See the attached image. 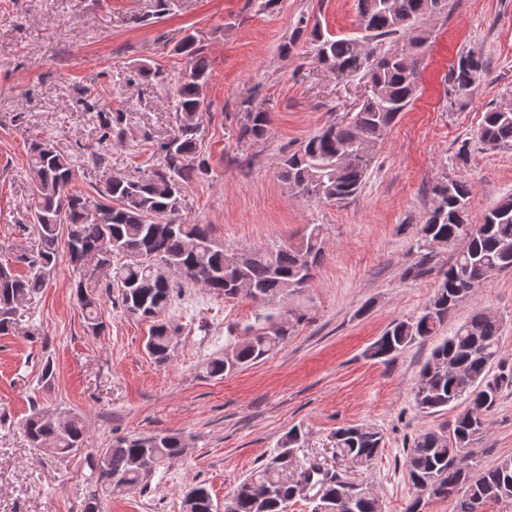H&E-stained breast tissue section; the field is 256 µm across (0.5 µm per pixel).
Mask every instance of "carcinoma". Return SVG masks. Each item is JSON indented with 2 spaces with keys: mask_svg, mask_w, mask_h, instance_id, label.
Masks as SVG:
<instances>
[{
  "mask_svg": "<svg viewBox=\"0 0 512 512\" xmlns=\"http://www.w3.org/2000/svg\"><path fill=\"white\" fill-rule=\"evenodd\" d=\"M449 0H357L367 47L351 37H325L312 31L319 61L336 75L358 78L368 85L369 98L355 112L323 126L298 150L285 155L279 176L294 195L309 201L342 204L362 187L370 160L337 165L345 153L358 154L363 145H375L417 93L418 72L412 68L422 48L417 21L425 15H441ZM176 50L187 61L185 73L174 91L176 127L173 134L156 141V164L151 175L111 177L94 195L72 190L69 155L49 143L32 145L28 169L33 180V218L38 229V250L32 269L17 275L0 264V334L11 331L20 301L45 287L58 253L60 237H66L67 255L74 271L97 261L111 266L108 288L117 290L125 313L151 323L146 349L159 363L174 356L173 329L165 312L174 289L191 283L218 296L246 295L261 307L285 303L302 293L322 260L321 225L314 224L299 242L269 245L264 249L234 248L218 243L208 224H189L180 215L184 183L207 174L200 158L197 132L206 110L201 88L210 79V63L200 40L191 33ZM484 68L482 57H458L448 71V100L468 91ZM97 113L96 142L79 144L88 152L93 167L110 163L112 137L125 135L123 114L112 113L99 100L87 104ZM270 113L261 106L241 113L240 138L260 141L270 130ZM490 148H512V111L491 108L484 113L478 131ZM432 206L417 232L416 248L430 253V242L440 240L454 249V261L444 279L419 314L393 323L373 344L371 356L392 359L404 348L437 335L448 313L466 301L485 280L512 267V196L503 198L477 224L469 222L470 194L464 178L443 176L431 188ZM76 295L86 327L97 334L102 296L88 291L84 280L76 282ZM266 326L236 348L231 360L218 358L206 367L211 377H222L257 363L288 340V327L278 315L264 316ZM500 322L485 312L474 313L432 351L415 388L417 407L439 412L460 400L468 408L447 433L427 432L418 437L406 457L408 479L418 491L425 489L454 501V512H479L492 501H512V458H503L487 470L465 469L460 453L483 433L485 413L496 404L503 384L512 374L488 379L499 352ZM32 445L66 452L82 443L85 429L77 417L48 420L41 413L23 424ZM336 448L350 459L372 458L382 448V435L370 425L341 427L333 433ZM306 444L305 432L291 428L281 439V452L297 453ZM185 444L177 433L124 436L89 458L90 483L107 496L124 495L146 483L157 470L183 456ZM314 491L311 512H332L346 497L348 508L339 512H379L371 489L318 464L289 465L275 455L255 469L224 498V512H286L288 503L304 489ZM185 512H217L206 487L187 492Z\"/></svg>",
  "mask_w": 512,
  "mask_h": 512,
  "instance_id": "cac0c4a2",
  "label": "carcinoma"
}]
</instances>
